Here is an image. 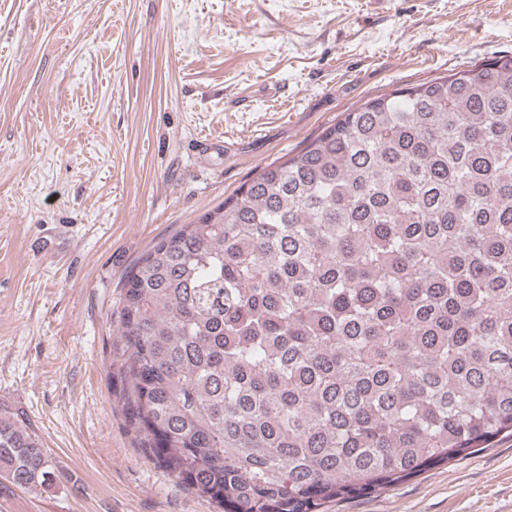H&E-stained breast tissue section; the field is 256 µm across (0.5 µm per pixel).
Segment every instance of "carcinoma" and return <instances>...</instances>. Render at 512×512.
Listing matches in <instances>:
<instances>
[{
  "label": "carcinoma",
  "instance_id": "1",
  "mask_svg": "<svg viewBox=\"0 0 512 512\" xmlns=\"http://www.w3.org/2000/svg\"><path fill=\"white\" fill-rule=\"evenodd\" d=\"M117 311L129 430L216 512H320L512 436V56L343 113ZM0 476L58 478L2 406Z\"/></svg>",
  "mask_w": 512,
  "mask_h": 512
}]
</instances>
